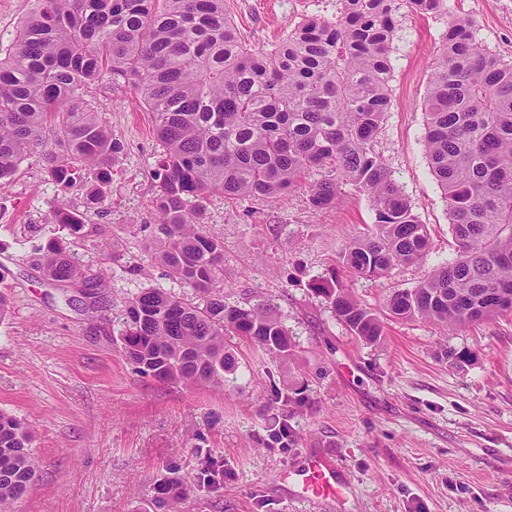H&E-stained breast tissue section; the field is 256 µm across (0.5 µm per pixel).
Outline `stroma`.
<instances>
[{"label":"stroma","mask_w":512,"mask_h":512,"mask_svg":"<svg viewBox=\"0 0 512 512\" xmlns=\"http://www.w3.org/2000/svg\"><path fill=\"white\" fill-rule=\"evenodd\" d=\"M248 47L265 52L303 19L336 14V0H224ZM471 20L487 52L512 63V0H448L444 14L400 4L391 43V107L375 142L429 237L421 265L379 278L341 272L367 306L416 286L454 256L446 202L423 146L433 59L448 22ZM91 109L122 143L107 200L89 204L82 179L59 193L41 151L0 188V411L33 436L38 461L8 512H512V312L453 334L422 321L383 319L378 344L353 336L312 289L354 236L372 227L370 203L346 186L340 204L313 211L306 185L275 201L202 199L205 229L224 243L227 302L275 304L292 356L283 363L227 337L239 367L223 386L161 382L135 372L118 341L128 297L178 291L152 257L151 174L162 146L131 85L88 86ZM80 214L79 234L47 218L58 201ZM64 238L112 305L89 308L75 286L50 283L43 247ZM472 352L451 368L441 345ZM336 461L345 499L295 496L284 470Z\"/></svg>","instance_id":"obj_1"}]
</instances>
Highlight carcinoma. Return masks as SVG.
<instances>
[{
    "label": "carcinoma",
    "instance_id": "cac0c4a2",
    "mask_svg": "<svg viewBox=\"0 0 512 512\" xmlns=\"http://www.w3.org/2000/svg\"><path fill=\"white\" fill-rule=\"evenodd\" d=\"M336 20L311 18L264 53L241 41L224 0H32L0 58V185L31 151L67 189L85 175L89 204L104 202L120 142L98 120L83 88L106 77L135 86L152 112L163 152L154 163L157 255L187 297L155 288L127 302L119 340L135 371L161 381L224 383L237 358L224 337L241 336L276 357L288 355V328L268 302L225 301L221 242L201 222L199 200L276 199L309 180L322 210L344 187L367 195L375 215L349 240L341 264L377 278L424 262L428 236L375 150L390 104V44L398 0H336ZM419 13L447 0H406ZM424 145L448 209L456 256L385 307L395 319L452 332L512 310V65L476 41L468 19L448 24L424 103ZM49 222L73 231L80 216L60 206ZM48 279L94 288L74 257L51 243ZM334 315L367 343L380 316L336 272L317 282ZM30 432L0 412V507L36 477Z\"/></svg>",
    "mask_w": 512,
    "mask_h": 512
}]
</instances>
